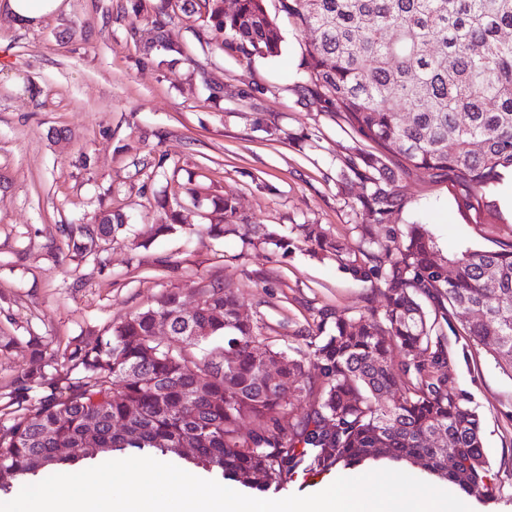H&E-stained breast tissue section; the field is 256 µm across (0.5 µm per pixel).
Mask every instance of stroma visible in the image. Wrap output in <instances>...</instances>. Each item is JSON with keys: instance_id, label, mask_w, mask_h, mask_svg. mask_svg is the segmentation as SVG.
<instances>
[{"instance_id": "obj_1", "label": "stroma", "mask_w": 512, "mask_h": 512, "mask_svg": "<svg viewBox=\"0 0 512 512\" xmlns=\"http://www.w3.org/2000/svg\"><path fill=\"white\" fill-rule=\"evenodd\" d=\"M276 19L281 53L247 59L216 49L203 19L174 2L166 34L186 52L174 63L159 48L144 54L132 38L129 0H64L30 28L0 17V338L10 340L0 346V409L16 380L40 365L30 337L61 355L170 288L190 307L201 282L222 279L269 345L287 351L303 346L323 311L383 309L379 291L300 230L312 225L359 252L365 189L349 166L376 146L301 92L312 35L284 13ZM385 162L401 197L387 228L425 225L440 258L512 241L511 178L487 190L497 205L490 212L450 173L399 170L391 152ZM190 182L206 196L200 205L184 194ZM226 193L237 200L238 223L288 234L290 251L210 233L224 217L208 198ZM102 203L128 222L99 260L81 259L62 227L85 222ZM171 210L182 227L155 235ZM466 321L457 308L441 329L457 357L456 384L481 415L496 492L465 503L472 512H512V377L473 344Z\"/></svg>"}]
</instances>
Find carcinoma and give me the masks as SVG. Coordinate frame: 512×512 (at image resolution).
I'll return each mask as SVG.
<instances>
[{
	"label": "carcinoma",
	"mask_w": 512,
	"mask_h": 512,
	"mask_svg": "<svg viewBox=\"0 0 512 512\" xmlns=\"http://www.w3.org/2000/svg\"><path fill=\"white\" fill-rule=\"evenodd\" d=\"M268 0H184L204 13L216 47L246 58L274 57L282 37ZM306 45L303 90L338 114L361 137L395 151L404 170L448 171L475 191L512 175V0H277ZM152 45L171 56L151 20ZM352 169L363 182V216L376 224L400 206L382 159ZM224 214V233L236 218L235 197L209 198ZM126 223L106 206L88 224L66 229L78 255H96ZM304 237L357 280L377 279L385 308L357 316L325 311L307 349L290 357L269 346L240 318L238 298L220 279L196 289V310L184 316L181 293L170 289L146 308L114 323L89 346L72 341L62 354L76 376L59 383L45 372L17 384V410L0 422V491L23 488L77 458L58 448L79 443L96 422L95 459L112 452L175 455L259 491L284 488L294 474L366 468L379 461L422 462L430 479L484 497L489 466L480 416L455 387L454 355L422 306L436 302L441 317L464 308L474 343L512 376V242L467 249L433 261L435 241L421 224L401 233L364 238L351 256L324 232L299 225ZM248 244L288 252L287 236L249 225ZM159 318L170 336L155 335ZM198 331L189 336L187 328ZM404 358L393 365V349ZM281 363L280 383L261 380L263 358ZM207 373L199 384L198 373ZM37 385L46 394L24 404ZM250 430L242 434L240 426ZM194 444L191 455L177 451ZM261 473L254 483L250 476Z\"/></svg>",
	"instance_id": "1"
}]
</instances>
